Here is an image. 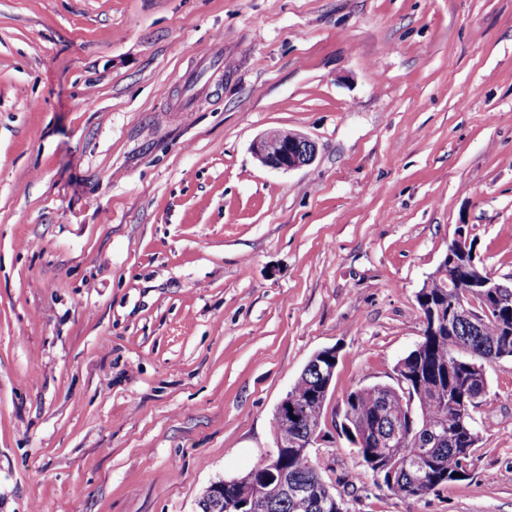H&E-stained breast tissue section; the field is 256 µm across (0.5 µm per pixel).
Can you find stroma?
Returning <instances> with one entry per match:
<instances>
[{
    "instance_id": "35a3bbf8",
    "label": "stroma",
    "mask_w": 512,
    "mask_h": 512,
    "mask_svg": "<svg viewBox=\"0 0 512 512\" xmlns=\"http://www.w3.org/2000/svg\"><path fill=\"white\" fill-rule=\"evenodd\" d=\"M461 225L512 279V0H0V512H199L331 347L348 512H512L510 358L464 482L390 496L340 432ZM285 139L281 131L272 130L252 144V153L265 166L292 171L313 161L316 144L299 132H289Z\"/></svg>"
}]
</instances>
